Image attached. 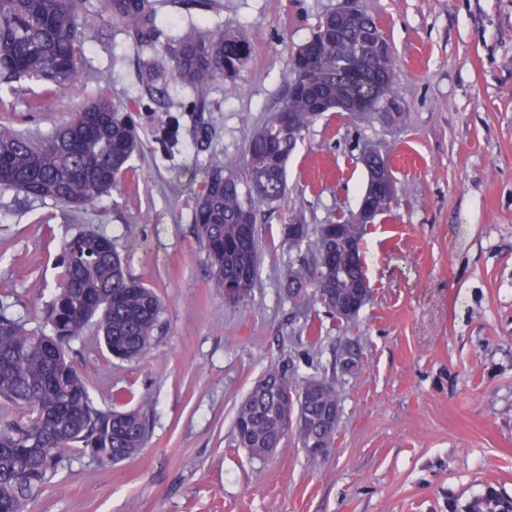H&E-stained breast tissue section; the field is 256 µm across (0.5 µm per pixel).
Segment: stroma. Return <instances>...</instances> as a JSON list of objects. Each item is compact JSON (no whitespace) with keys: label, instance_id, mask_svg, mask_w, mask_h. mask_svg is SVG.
Here are the masks:
<instances>
[{"label":"stroma","instance_id":"stroma-1","mask_svg":"<svg viewBox=\"0 0 512 512\" xmlns=\"http://www.w3.org/2000/svg\"><path fill=\"white\" fill-rule=\"evenodd\" d=\"M219 2L163 0L162 37L148 47L102 23L68 86L0 85L23 134L46 138L104 94L142 139L131 173L94 208L0 188V296L12 313L43 328L62 243L87 227L111 237L129 276L163 303L140 358H113L93 324L69 349L97 406L145 413L146 448L115 464L66 452L30 512H469L487 496L511 501L512 0H360L394 52L397 112H328L310 126L285 197L255 203L257 283L236 304L210 286L196 195L211 159L245 176L248 139L281 107L292 53L338 0ZM220 24L251 41L236 77L201 91L176 79L172 46ZM170 122L180 136L166 152L155 135ZM367 145L396 182L362 238L372 297L348 322L315 295L296 310L282 273L300 253L283 227L314 230L356 210ZM348 346L360 356L351 375L336 363ZM273 366L297 383L335 381L325 454L293 434L265 460L230 447L237 406Z\"/></svg>","mask_w":512,"mask_h":512}]
</instances>
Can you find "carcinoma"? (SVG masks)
I'll return each instance as SVG.
<instances>
[{"instance_id":"carcinoma-1","label":"carcinoma","mask_w":512,"mask_h":512,"mask_svg":"<svg viewBox=\"0 0 512 512\" xmlns=\"http://www.w3.org/2000/svg\"><path fill=\"white\" fill-rule=\"evenodd\" d=\"M157 2L103 0L100 10L82 12L79 0H0V85L70 82L78 73L84 32L105 16L135 32L139 43L153 44L160 36ZM375 26L365 14L339 31L320 18L305 42L311 81L281 106L294 114V135L265 125L249 139V193H243L237 176L224 173L223 161L210 162L193 224L207 251L211 287L236 295L239 302L256 286L259 248L252 197L273 203L284 196L288 160L302 133L324 112L347 102L378 100L390 91L394 55L378 57L362 39ZM251 52L242 33L217 26L177 43L175 76L204 90L218 78H234ZM341 52L352 67L338 65ZM140 146L130 113L104 94L72 109L66 123L44 141L0 122V187L86 210L124 180ZM296 228L289 244L299 249L313 243L317 264L285 270L284 290L294 307L309 304L307 285L328 264L341 270L343 291L363 284L364 265L354 261L348 246L350 236H361L358 225L322 224L313 242L309 225ZM60 264L59 292L44 311L51 333L27 328L0 301V399L18 410L0 417V512H28L66 450H88L117 463L140 453L148 441L143 413L94 403L68 359V348L94 321L111 355L141 357L151 347L161 302L126 274L104 234L86 230L66 239ZM291 428L305 449L334 439L336 385L325 380L317 386L313 379L298 385L272 367L237 406L232 442L263 460L282 447Z\"/></svg>"}]
</instances>
